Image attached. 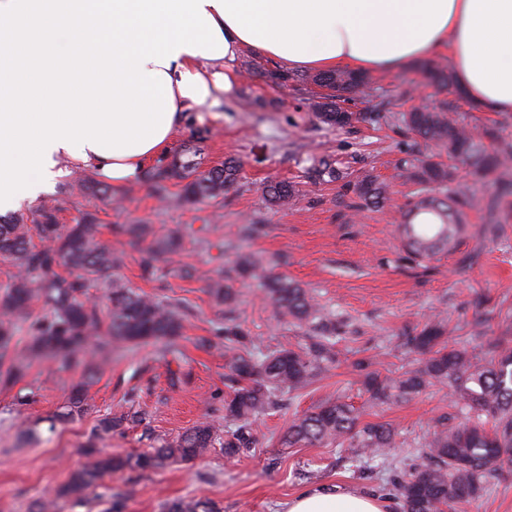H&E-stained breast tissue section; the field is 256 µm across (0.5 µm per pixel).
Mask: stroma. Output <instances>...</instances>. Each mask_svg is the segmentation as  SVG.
I'll list each match as a JSON object with an SVG mask.
<instances>
[{"instance_id":"1","label":"stroma","mask_w":512,"mask_h":512,"mask_svg":"<svg viewBox=\"0 0 512 512\" xmlns=\"http://www.w3.org/2000/svg\"><path fill=\"white\" fill-rule=\"evenodd\" d=\"M239 75L238 88L222 111L193 113L171 138L175 149L194 141L200 170L229 157L240 161V178L223 195L183 206L176 201L180 183H171L169 198L162 200L142 179L120 186L116 205L82 197V175L76 172L43 196V203L59 207L61 223L90 214L121 258L120 278L138 292L179 301L188 317L178 361L165 362L149 346L108 353L88 388L86 413L74 420L55 423L51 417L81 382V370L35 360L20 381L0 380V512H31L84 463L87 442L101 452L125 455L146 451L156 439L199 422H223L230 382L224 339L215 328L225 318L240 324L265 350L305 343L304 330L277 320L262 286L237 273L240 255L259 258L273 274L300 283L336 318L340 366L294 393L283 408L253 419L258 443L237 459L227 460L216 450L156 471L116 472L96 496L64 503L62 512H104L106 497L116 494L125 495V512H162L166 502L196 495L218 502L224 512H285L299 488L329 480L377 495L387 512H397L389 497L390 470L414 463L411 449L439 417L454 424L460 415L440 384L408 401L371 404L352 361L371 359L375 369L392 377L416 366L418 356L408 351L405 338L436 313L448 323L449 342L478 359L484 349L474 337L476 327L489 337L512 329V210L487 208L494 193L490 180L460 171L461 187L481 199V206L465 207L468 229L453 252L414 257L397 233L400 211L416 200L413 185L399 176V163L404 143H414L419 154L430 148L415 143L412 134L366 118L379 103L396 113L421 101L434 106L450 98L460 122L478 130L501 123L503 137L512 141V114L475 111L463 97L426 84L411 67L373 74L370 90L348 104L360 120L336 130L321 123L313 108L319 87L280 86L244 67ZM322 156L335 159L349 180L375 176L385 185L389 204H360L339 182L317 179L311 166ZM280 180L292 182L297 197L288 206L273 207L262 188ZM114 224H147L156 236L177 227H202L209 245L184 238L181 250L161 262L158 276L146 279L139 266L142 242L112 236ZM247 224L257 225L258 233L242 237ZM184 267L195 268L196 277L180 278ZM217 274L236 292L231 304L218 303L208 291L209 277ZM336 395L355 407L361 422H388L395 428L396 443L377 470L353 474L350 449L333 444L282 447L280 438L296 416ZM128 410L144 411L147 418L94 438L103 415ZM458 512H512V463L502 466L486 494Z\"/></svg>"}]
</instances>
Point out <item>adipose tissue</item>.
Listing matches in <instances>:
<instances>
[{
    "label": "adipose tissue",
    "mask_w": 512,
    "mask_h": 512,
    "mask_svg": "<svg viewBox=\"0 0 512 512\" xmlns=\"http://www.w3.org/2000/svg\"><path fill=\"white\" fill-rule=\"evenodd\" d=\"M373 19L366 30L334 24L332 57L309 62L284 58L299 71L351 70L391 72L413 62L448 54L458 89L479 111L512 112V0H374ZM228 52L219 59L180 53L170 62L174 113L171 128H179L187 113L216 112L239 80L237 61L251 52L271 57L270 49L248 43L226 21H219ZM166 148L157 143L134 155L105 157L95 152L77 158L63 147L51 150L54 182L87 170L115 185L142 178L150 160ZM286 512H385L377 496L336 483L306 487L288 502Z\"/></svg>",
    "instance_id": "obj_1"
}]
</instances>
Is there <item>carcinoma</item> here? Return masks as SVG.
<instances>
[{"instance_id":"obj_1","label":"carcinoma","mask_w":512,"mask_h":512,"mask_svg":"<svg viewBox=\"0 0 512 512\" xmlns=\"http://www.w3.org/2000/svg\"><path fill=\"white\" fill-rule=\"evenodd\" d=\"M420 70L427 83L442 89L454 86L453 74L439 62H426ZM274 82L286 85L303 81L329 89L317 104L321 123L345 128L351 122L336 120L348 113L344 104L370 87L363 75L346 71L315 73L299 77L279 70ZM453 103L443 101L437 108L413 109L392 117L372 112L370 119L390 122L439 148L431 156L408 153L400 165L401 177L419 186V192L437 185L448 188L442 198L420 199L401 215L398 224L401 241L410 253L422 259L451 251L466 229L460 190L456 183L458 166L485 178L495 172L506 174L512 166V142L495 130L476 133L454 115ZM197 148L188 142L165 163L147 174L153 192L161 199L169 194V183L182 184L179 195L185 205L194 206L206 198H216L224 188L238 181L240 165L234 158L206 171H197L187 160ZM448 161H443L442 156ZM317 177L340 181L347 178L328 158L313 162ZM362 201L375 207L387 201L385 186L370 174L347 182ZM87 195L112 199V188L90 178L81 180ZM267 202L276 207L297 197L288 181L269 182L263 188ZM421 212H432L437 224H416ZM180 235L168 233L152 240L143 250L142 275L150 278L158 271L161 258L177 250ZM0 262L15 269L6 284L0 285V376L8 381L24 377L31 360L63 363L83 368L85 384L95 377V356L118 347L156 344L162 357L177 358L178 338L183 336L187 313L165 298L140 294L114 277L118 263L112 246L100 239L99 225L83 217L75 224H62L59 209L42 205L33 213V224L22 217L0 216ZM239 273L261 282L276 316L309 329V345L280 348L268 353L256 347L237 324L217 328L224 337L225 365L237 382L224 396V425L203 421L171 440L137 455H103L89 444L86 462L72 471L67 481L54 490L53 497L36 504V512H58L59 500H83L103 485L112 473L124 470H158L172 462L190 461L220 447L224 456L234 458L254 447L250 427L256 415L282 406L285 395L312 384L340 364L336 350V322L322 311L311 293L300 284L271 274L263 262L251 255L238 261ZM105 289L101 304L90 302L88 284ZM214 297L223 303L233 300L224 277L209 278ZM30 321L31 333L25 350L9 355L18 321ZM444 320L433 317L406 344L419 355L418 366L398 377L383 376L369 359H358L352 367L362 378L370 399L378 405L408 400L430 384L448 386V395L463 421L448 425L436 420L421 447L416 449L423 464H414L394 475L399 512H450L457 504L479 497L488 478L505 461L512 460V339H488L485 357L476 360L466 350L450 347ZM88 410L85 388L75 390L59 421L83 415ZM129 421H143L136 413L106 415L95 429V436L110 434ZM395 430L387 423H360L354 408L339 397H328L296 418L288 427L284 444L316 445L335 443L355 449L353 463L358 469L383 460L393 447ZM164 512H222L206 497H191L164 505Z\"/></svg>"}]
</instances>
